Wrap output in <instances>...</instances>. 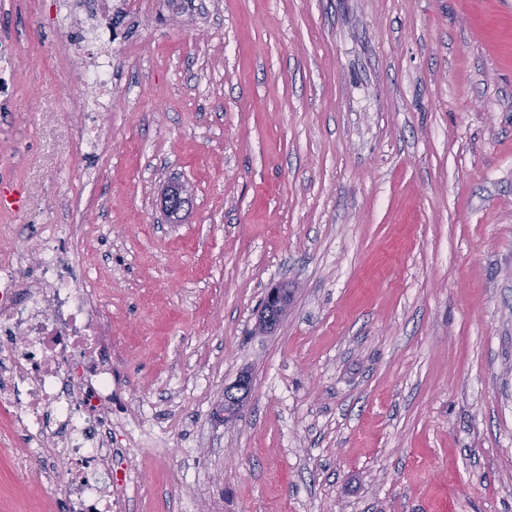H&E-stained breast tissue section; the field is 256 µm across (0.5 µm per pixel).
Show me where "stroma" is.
<instances>
[{
  "label": "stroma",
  "instance_id": "stroma-1",
  "mask_svg": "<svg viewBox=\"0 0 512 512\" xmlns=\"http://www.w3.org/2000/svg\"><path fill=\"white\" fill-rule=\"evenodd\" d=\"M56 4L0 0V235L85 239L126 512H512V0H123L97 150ZM38 468L0 415V512ZM291 290L282 286L267 291L263 310L259 316V328L271 330L284 316L290 303ZM249 389L250 384L246 377L240 378L235 384L227 388L224 392L222 407L219 412L214 413V418L224 422L232 420L247 398Z\"/></svg>",
  "mask_w": 512,
  "mask_h": 512
}]
</instances>
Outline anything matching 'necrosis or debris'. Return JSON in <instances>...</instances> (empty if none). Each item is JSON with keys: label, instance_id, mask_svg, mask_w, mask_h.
Segmentation results:
<instances>
[{"label": "necrosis or debris", "instance_id": "4bbe7bcc", "mask_svg": "<svg viewBox=\"0 0 512 512\" xmlns=\"http://www.w3.org/2000/svg\"><path fill=\"white\" fill-rule=\"evenodd\" d=\"M62 22L92 46L74 81L87 91L82 143L102 142L100 109L112 96V56L101 37L108 0H59ZM63 225L34 249L0 250V411L31 447L40 476L69 512H112V346L107 311L91 288L81 244L61 250Z\"/></svg>", "mask_w": 512, "mask_h": 512}]
</instances>
